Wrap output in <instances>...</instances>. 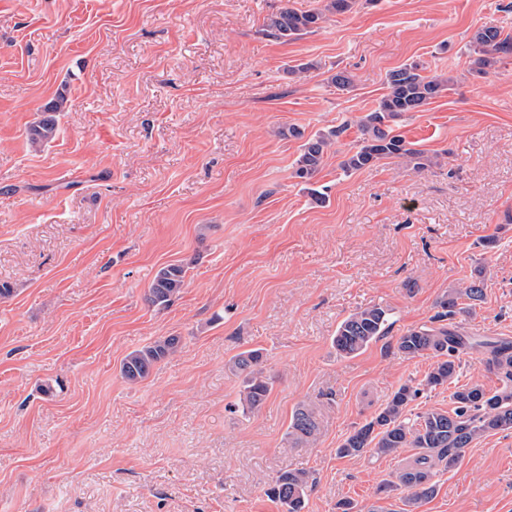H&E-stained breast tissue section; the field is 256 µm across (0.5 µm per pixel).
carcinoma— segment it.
<instances>
[{
  "mask_svg": "<svg viewBox=\"0 0 512 512\" xmlns=\"http://www.w3.org/2000/svg\"><path fill=\"white\" fill-rule=\"evenodd\" d=\"M356 0H327L321 11H299L288 5L281 7L269 18L267 32L284 41L295 40L311 33L333 13H344L353 8ZM469 53L476 55L475 73L498 58H512V38L502 36L494 25L477 28L468 45ZM426 67L418 62L407 64L388 74L387 90L377 107L360 121L362 136L355 151L341 162L346 172L374 166L383 159L408 158L414 167H420L422 155L408 147L405 138L394 133L391 122L407 112H419L431 100L449 89L450 80L440 75L425 74ZM61 103L54 102L49 114L29 130V140L40 146L55 138L57 122L54 113ZM340 131H322L302 144L295 175L311 179L323 165L328 149ZM186 269L181 265H168L157 272L149 288L148 300L154 306H168L184 288ZM484 297V278L471 277L462 288L448 290L439 301L441 312L434 317V325L410 329L397 339V350L405 359L431 353L438 357L432 370L419 385H400L380 410L361 427L350 433L338 448L342 457H361L367 453L380 456L393 455L407 449L414 451L406 466L384 488L410 491L405 505L413 506L423 498L432 496L435 486L430 482L433 472L440 466L455 467L466 448L478 438L512 430V341H477L464 334L456 316L469 312ZM389 312L373 305L352 313L337 327L333 346L336 353L347 357L360 353L370 343L387 333ZM180 337L167 336L130 352L121 365V375L129 382L146 378L152 368L176 351ZM475 347L485 349V363L502 381V386L488 391L479 384L456 387L451 395V411L430 409L406 418L409 404L421 389H434L455 383L460 356ZM262 353L258 349L243 351L226 364L229 373L241 380V390L234 408L242 413L258 410L266 401L272 383L263 375ZM317 421L314 412L297 407L291 416L287 436L297 442L309 444L315 439ZM313 480L306 471H287L265 490L266 495L282 508V512H303L305 500Z\"/></svg>",
  "mask_w": 512,
  "mask_h": 512,
  "instance_id": "carcinoma-1",
  "label": "carcinoma"
}]
</instances>
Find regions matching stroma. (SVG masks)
I'll list each match as a JSON object with an SVG mask.
<instances>
[{
    "label": "stroma",
    "instance_id": "stroma-1",
    "mask_svg": "<svg viewBox=\"0 0 512 512\" xmlns=\"http://www.w3.org/2000/svg\"><path fill=\"white\" fill-rule=\"evenodd\" d=\"M323 3L0 0V512H281L264 489L286 470L314 479L303 512H405L377 491L404 456L337 450L431 370L396 341L476 267L485 298L460 325L512 339V59L479 76L466 50L487 23L512 36V0H358L268 36L282 6ZM412 62L451 80L393 125L428 164L343 172L388 73ZM57 100L55 138L32 147ZM329 128L321 171L297 178L303 138ZM168 264L187 285L159 308L147 294ZM372 305L387 335L338 356V325ZM170 335L177 353L122 377ZM256 348L272 388L245 415L225 364ZM302 404L311 445L286 437ZM432 481L414 512H512V431ZM355 4L356 0H328L321 11H299L285 5L269 18L267 32L279 40H295L321 28L329 14L350 11ZM180 337L167 336L130 352L121 365V375L129 382L146 378L152 368L176 351Z\"/></svg>",
    "mask_w": 512,
    "mask_h": 512
}]
</instances>
